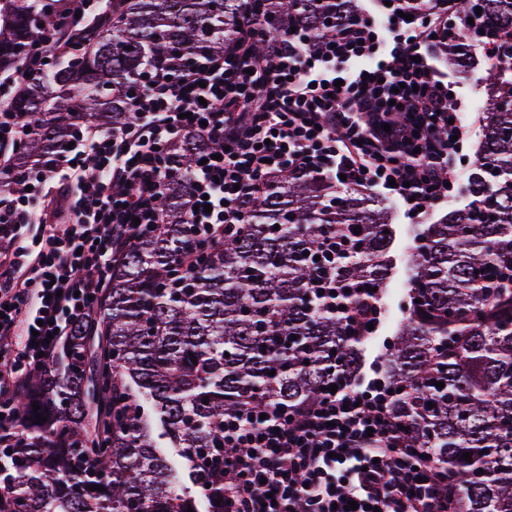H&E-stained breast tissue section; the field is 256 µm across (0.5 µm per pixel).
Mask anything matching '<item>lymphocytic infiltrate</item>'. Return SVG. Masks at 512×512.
I'll return each instance as SVG.
<instances>
[{
  "label": "lymphocytic infiltrate",
  "instance_id": "1",
  "mask_svg": "<svg viewBox=\"0 0 512 512\" xmlns=\"http://www.w3.org/2000/svg\"><path fill=\"white\" fill-rule=\"evenodd\" d=\"M378 0L334 43L312 51L283 33L252 50L255 5L236 44L209 70L157 79L134 98L132 122L80 134L46 165L15 175L25 134L0 95V391L24 387L76 325L97 321L114 264L157 224L168 156L186 133L221 144L189 174L192 240L224 241L265 176L289 170L332 186L377 189L416 221L452 195L469 128L448 107L455 85L429 51L447 19ZM69 30L35 47L29 73L92 41ZM387 383L342 382L296 410L256 398L224 421V512H456L447 466L417 453Z\"/></svg>",
  "mask_w": 512,
  "mask_h": 512
}]
</instances>
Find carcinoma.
Listing matches in <instances>:
<instances>
[{
    "label": "carcinoma",
    "mask_w": 512,
    "mask_h": 512,
    "mask_svg": "<svg viewBox=\"0 0 512 512\" xmlns=\"http://www.w3.org/2000/svg\"><path fill=\"white\" fill-rule=\"evenodd\" d=\"M355 2L270 0L256 50L293 26L317 49ZM439 2L448 6V36L438 41L448 61L468 68L457 52L466 39L499 65L487 75L470 201L428 225L412 252L409 316L385 353L386 379L402 389L393 412L453 472L462 512H512V0ZM213 3L112 0L78 63L59 61L13 99L10 112L27 129L14 169L60 153L82 121L127 123L133 92L224 53L243 0H222L219 12ZM55 14L54 0H0V70L28 61ZM196 150L193 137L173 147L161 224L112 269L98 325L76 330L23 391L0 395V406L24 416L0 420V512H199L201 501L224 512L214 504L224 499V415L261 395L296 407L330 378L357 377L361 351L347 316L362 283L381 290L387 279L384 209L285 170L264 181L221 247L201 246L188 261L186 175ZM333 242L331 258L314 260ZM320 274L336 280L331 302L319 296L329 294L316 286ZM34 403L46 422L34 423ZM168 446L182 459V489Z\"/></svg>",
    "instance_id": "1"
}]
</instances>
